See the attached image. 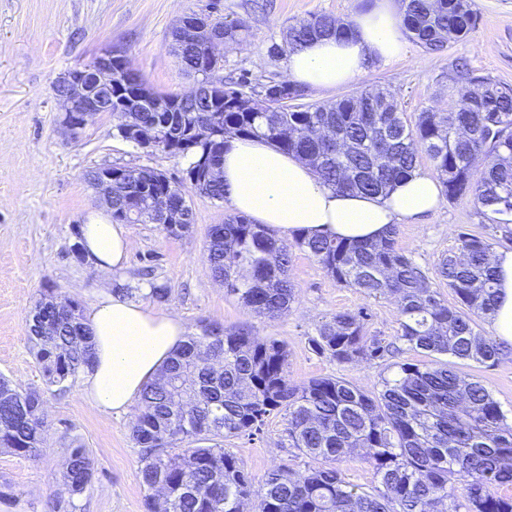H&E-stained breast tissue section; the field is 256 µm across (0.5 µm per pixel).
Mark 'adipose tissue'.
Wrapping results in <instances>:
<instances>
[{
  "mask_svg": "<svg viewBox=\"0 0 512 512\" xmlns=\"http://www.w3.org/2000/svg\"><path fill=\"white\" fill-rule=\"evenodd\" d=\"M355 36L322 38L289 52L290 83L333 90L362 76L371 61L403 58L402 16L376 6L359 13ZM224 189L231 208L288 236L329 234L375 240L394 224H411L440 205L437 182L413 173L388 196L338 193L323 185L310 166L260 138L233 139L224 151ZM80 245L95 275L123 268L132 241L123 225L91 216L80 227ZM500 273L499 305L491 320L494 336L512 343V250L493 256ZM95 358L83 391L104 412H129L142 387L181 344L185 325L171 312H156L109 293L87 314Z\"/></svg>",
  "mask_w": 512,
  "mask_h": 512,
  "instance_id": "obj_1",
  "label": "adipose tissue"
}]
</instances>
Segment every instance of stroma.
<instances>
[{
    "instance_id": "1",
    "label": "stroma",
    "mask_w": 512,
    "mask_h": 512,
    "mask_svg": "<svg viewBox=\"0 0 512 512\" xmlns=\"http://www.w3.org/2000/svg\"><path fill=\"white\" fill-rule=\"evenodd\" d=\"M209 0H0V375L26 389L43 384L29 350L26 319L46 291L89 308L102 292L131 289L133 302L177 314L188 334L202 325L243 328L275 339L288 352V374L303 383L336 375L365 390L393 377L394 365L337 364L312 351L308 339L319 322L338 311L365 309L370 335L391 339L398 329L395 299L374 300L336 283L307 253L294 251L289 277L297 299L288 313L270 320L228 294L206 262L210 226L233 217L223 202L188 192L194 213L190 233L168 235L156 224H130L133 242L122 270L103 281L77 254L79 226L98 211L97 194L86 175L106 166L148 167L181 180L186 158L147 150L119 137L111 113L95 116L82 137L68 139L60 128L53 91L68 71L90 64L105 49H121L155 91H187L192 81L170 50L171 31L189 12H207ZM218 15L242 23L247 39L224 51V81L247 75L252 84L285 77L286 57L273 53L289 26L313 14L350 21L377 0H219ZM478 20L465 39L450 40L439 53L408 41L403 59L371 63L365 75L329 91L309 92L310 104H328L371 90L392 93L406 113L454 107L460 71L512 87V0H474ZM512 241L490 224L471 198L442 200L440 209L419 224L399 227L398 244L428 269L455 251L460 234ZM169 288L160 302L152 285ZM457 372L478 377L512 419V359L492 367L456 362ZM49 440L37 457L0 449V512H58L74 502L75 512H145L128 414L96 409L74 384L65 393H47ZM89 448L95 466L91 487L76 498L63 483L69 448ZM239 455L254 485L281 462L294 459L285 422L271 415L252 436L224 440Z\"/></svg>"
}]
</instances>
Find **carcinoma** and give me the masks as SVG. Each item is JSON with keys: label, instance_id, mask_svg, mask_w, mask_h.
Segmentation results:
<instances>
[{"label": "carcinoma", "instance_id": "cac0c4a2", "mask_svg": "<svg viewBox=\"0 0 512 512\" xmlns=\"http://www.w3.org/2000/svg\"><path fill=\"white\" fill-rule=\"evenodd\" d=\"M404 25L427 52L445 48L442 34L462 39L477 22L473 0H404ZM212 19L227 44L243 26ZM352 23L312 15L288 28L284 53L317 38L349 35ZM172 51L191 73L199 48L182 45L172 32ZM224 62L200 69L202 81L224 92V140L262 137L310 165L338 192L386 195L416 168L425 152L448 199L471 197L490 223L512 224V87L481 81L461 84L456 95L468 107L427 109L410 122L398 101L383 91H363L327 105H246L259 90L247 77L228 86L219 77ZM174 119L200 118L207 104L188 91ZM480 175H475L476 163ZM141 167L124 168L112 184V219H126L134 194L141 199L180 185L151 171L139 193ZM393 225L377 241L298 236L287 242L242 215L208 231L206 260L212 275L255 313L275 319L295 299L288 266L294 250L313 257L336 282L370 299L393 297L399 327L384 344L366 329L368 314L340 311L309 338L313 350L339 364L373 363L414 352L429 364L403 362L392 379L367 391L336 376L296 384L288 377L287 351L277 340H261L244 329L208 325L187 337L145 384L132 426L140 448L139 480L148 491L145 512H243L253 484L243 460L221 442L250 436L266 419L285 421L289 447L307 459L306 469L283 463L262 481L257 512H512V423L478 379L458 374L452 360L494 366L512 357V345L488 336L478 320L495 312L497 272L492 239L458 238L457 252L430 276L398 245ZM455 296L450 305L441 293ZM30 351L42 369L44 387L21 390L0 377V448L37 456L48 429L44 411L20 403L56 389L65 391L91 364L92 336L80 303L49 292L28 320ZM359 453L372 466L377 486L363 490L336 466ZM64 483L70 497L92 485L90 451L69 449Z\"/></svg>", "mask_w": 512, "mask_h": 512}]
</instances>
